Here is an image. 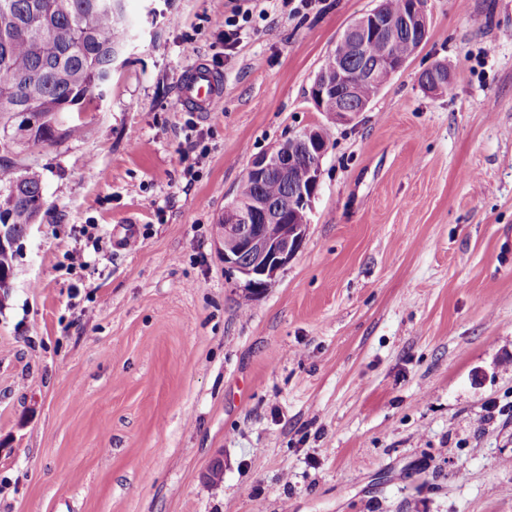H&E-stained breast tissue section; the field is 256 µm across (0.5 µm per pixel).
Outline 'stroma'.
Here are the masks:
<instances>
[{"instance_id":"stroma-1","label":"stroma","mask_w":512,"mask_h":512,"mask_svg":"<svg viewBox=\"0 0 512 512\" xmlns=\"http://www.w3.org/2000/svg\"><path fill=\"white\" fill-rule=\"evenodd\" d=\"M377 4L125 0L82 134L22 156L47 204L0 294V512H512V0H424L426 41L340 123L313 82ZM196 56L218 111L179 104ZM316 126L303 247L248 295L224 207Z\"/></svg>"}]
</instances>
